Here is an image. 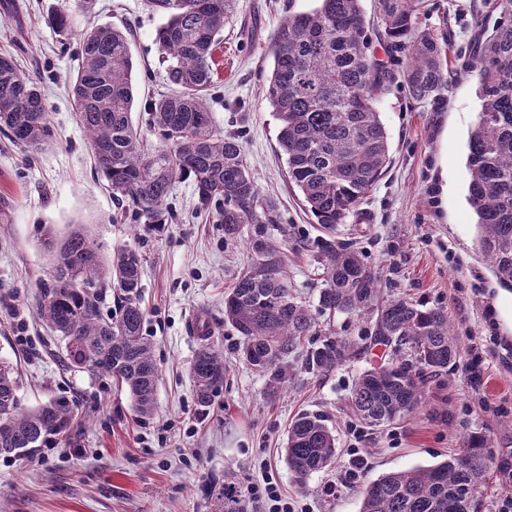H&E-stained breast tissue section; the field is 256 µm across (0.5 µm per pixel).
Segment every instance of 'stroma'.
<instances>
[{"label": "stroma", "instance_id": "obj_1", "mask_svg": "<svg viewBox=\"0 0 512 512\" xmlns=\"http://www.w3.org/2000/svg\"><path fill=\"white\" fill-rule=\"evenodd\" d=\"M15 2L16 14L0 26V54L39 78L51 138L31 151L0 136V357L18 365L24 408L65 397L75 402L77 415L72 443L26 458L0 456V512H216L225 483L244 493L264 474L300 512H359L355 490L323 492L349 449L364 457L361 480L367 483L385 472L433 465L476 435L487 440L489 462L481 512H498L507 494L497 479L498 462L512 455V290L498 283L481 255L468 203V140L481 101L477 77L466 69L478 33L492 30L498 12L484 0H425L419 26L446 38L448 84L435 100H413L398 82L378 99L391 163L336 227L337 245L361 255L384 296L443 308L460 346H476L482 357L478 375L457 361L428 383L414 413L372 427L348 406L355 377L392 355L371 343L370 315L319 314L320 330L349 342V358L316 376L305 370L302 355L290 357L288 380L272 397L267 374L243 360L240 338L224 321V294L250 264L257 238L281 244L294 292L318 303L322 231L288 179L279 121L266 98L275 30L288 14L316 8V0H239L216 51L217 82L208 99L214 124L240 138L262 198L275 204L272 223L246 225L235 241L225 240L214 216H196L188 180L172 188L164 231L137 223L96 170L72 109L69 80L81 60V32L105 24L127 28L138 98L132 120L148 144H157L146 105L173 91L155 43L162 17L146 0H94L86 13L72 0ZM58 10L71 14L69 37L48 22ZM78 227L96 238L104 256L130 246L143 258L144 334L160 371L150 419L137 418L128 393L112 382L64 367L61 342L35 313L37 282ZM201 317L209 320L210 339L223 347L227 365L224 384L205 409L196 405L189 377L200 343L192 325ZM20 321L24 347L16 338ZM303 411L325 417L338 451L331 467L301 484L283 448L291 419Z\"/></svg>", "mask_w": 512, "mask_h": 512}]
</instances>
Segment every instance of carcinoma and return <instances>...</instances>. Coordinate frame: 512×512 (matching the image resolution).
I'll return each mask as SVG.
<instances>
[{
    "label": "carcinoma",
    "mask_w": 512,
    "mask_h": 512,
    "mask_svg": "<svg viewBox=\"0 0 512 512\" xmlns=\"http://www.w3.org/2000/svg\"><path fill=\"white\" fill-rule=\"evenodd\" d=\"M167 17L156 32L167 80L178 88L148 103L151 125L163 143L147 148L133 125L135 103L129 33L95 26L80 33L81 64L69 95L88 136L97 170L112 197L141 224L168 221L172 185L192 180L197 211L217 203L224 238L237 239L244 225L260 224L274 204L260 200L244 162L243 145L217 131L208 108L214 85V52L237 0H147ZM319 7L288 15L275 31L267 96L280 121L278 143L288 177L317 224L323 288L318 310L376 314L371 338L394 347L391 359L356 378L352 414L380 427L414 412L430 378L448 371L460 356L448 314L404 297L380 298V284L360 254L333 240L373 186L384 176L389 142L375 101L394 79L392 66L405 56L403 86L417 101L435 99L448 84L446 40L418 27L424 0H377V39L372 48L361 0H318ZM501 22L481 50L477 70L481 109L469 138V202L482 229L480 251L499 283L512 288V0H495ZM0 132L28 149L50 137L49 115L39 80L0 56ZM248 271L224 297V319L241 336V354L269 374L277 393L288 375V357L313 335L316 314L288 287L280 247L257 239ZM141 255L120 248L105 263L99 245L78 229L62 242L49 276L38 283L39 316L64 342L66 367L125 388L141 419L156 410L159 367L143 334ZM78 277L91 285L81 293L66 284ZM112 310L102 313L106 294ZM201 337L190 367L197 406L206 408L224 382V351ZM346 341L329 336L309 348L304 367L326 374L348 356ZM16 366L0 359V454H33L57 447L75 419L72 404L58 398L34 409L21 407ZM336 436L325 417L301 413L292 421L284 460L298 481L330 467ZM488 460L484 440L472 441L451 458L427 467L386 472L363 486L359 512H480L476 497ZM218 512H245L232 483L217 496Z\"/></svg>",
    "instance_id": "1"
}]
</instances>
